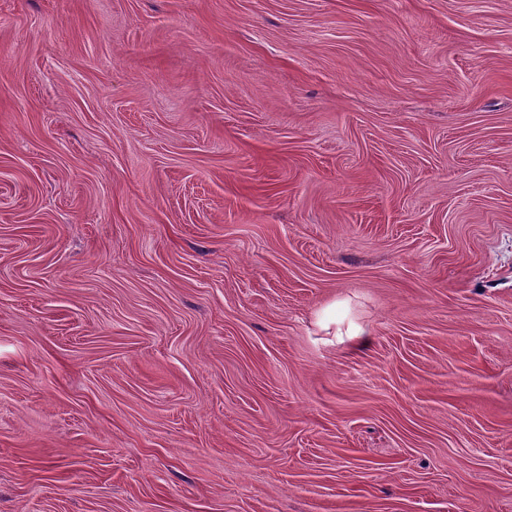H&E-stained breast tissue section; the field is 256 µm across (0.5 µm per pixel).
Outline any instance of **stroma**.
<instances>
[{"mask_svg": "<svg viewBox=\"0 0 512 512\" xmlns=\"http://www.w3.org/2000/svg\"><path fill=\"white\" fill-rule=\"evenodd\" d=\"M0 512H512V0H0Z\"/></svg>", "mask_w": 512, "mask_h": 512, "instance_id": "1", "label": "stroma"}]
</instances>
